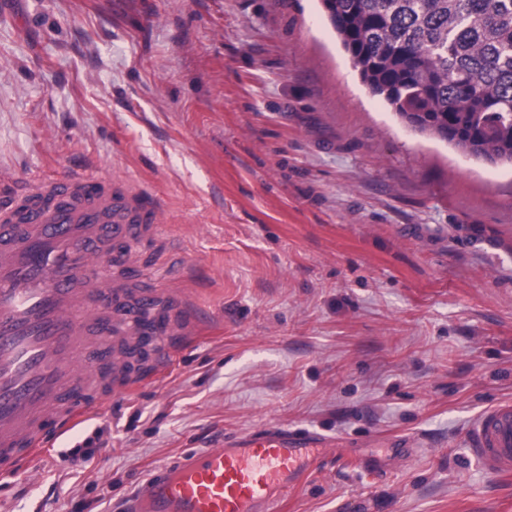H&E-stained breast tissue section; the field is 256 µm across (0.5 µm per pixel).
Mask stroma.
Wrapping results in <instances>:
<instances>
[{"label": "stroma", "mask_w": 512, "mask_h": 512, "mask_svg": "<svg viewBox=\"0 0 512 512\" xmlns=\"http://www.w3.org/2000/svg\"><path fill=\"white\" fill-rule=\"evenodd\" d=\"M73 167L164 202L207 317L0 512H125L268 424L328 440L279 512H512L466 439L512 400V164L409 127L320 0H0V171Z\"/></svg>", "instance_id": "stroma-1"}]
</instances>
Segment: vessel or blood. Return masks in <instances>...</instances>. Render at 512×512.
Segmentation results:
<instances>
[{"label":"vessel or blood","mask_w":512,"mask_h":512,"mask_svg":"<svg viewBox=\"0 0 512 512\" xmlns=\"http://www.w3.org/2000/svg\"><path fill=\"white\" fill-rule=\"evenodd\" d=\"M163 204L109 173L71 169L0 202V474L29 472L35 451L65 442L110 397L91 398L99 360L140 311L167 347L193 335L203 313L130 255L155 243ZM489 472H512V402L484 410L468 433ZM325 449L316 433L265 425L162 467L128 512H277Z\"/></svg>","instance_id":"b4317fda"}]
</instances>
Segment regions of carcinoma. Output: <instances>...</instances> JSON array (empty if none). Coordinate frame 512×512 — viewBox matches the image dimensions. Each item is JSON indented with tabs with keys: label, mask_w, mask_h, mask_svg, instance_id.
Returning a JSON list of instances; mask_svg holds the SVG:
<instances>
[{
	"label": "carcinoma",
	"mask_w": 512,
	"mask_h": 512,
	"mask_svg": "<svg viewBox=\"0 0 512 512\" xmlns=\"http://www.w3.org/2000/svg\"><path fill=\"white\" fill-rule=\"evenodd\" d=\"M363 83L411 127L512 163V0H322Z\"/></svg>",
	"instance_id": "cac0c4a2"
}]
</instances>
